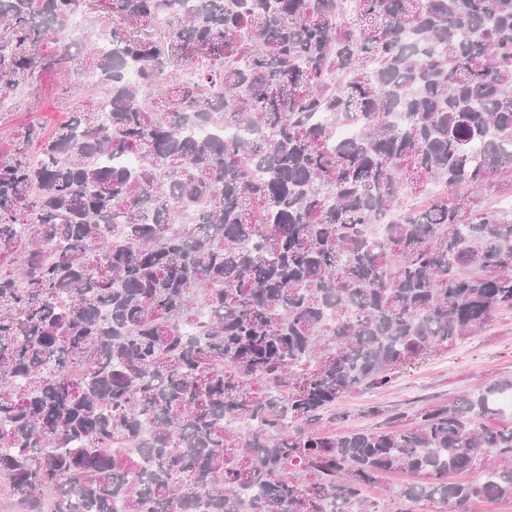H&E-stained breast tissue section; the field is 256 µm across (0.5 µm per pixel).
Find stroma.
<instances>
[{"mask_svg":"<svg viewBox=\"0 0 512 512\" xmlns=\"http://www.w3.org/2000/svg\"><path fill=\"white\" fill-rule=\"evenodd\" d=\"M19 96L34 103V112L18 109L0 122V147L12 145L11 128L37 118L46 129L64 121L67 112L57 98L54 81L41 79L24 87ZM512 377V312L497 315L479 335L470 337L452 350L424 355L403 371L388 387L364 390L337 400L318 427L332 430L345 424L372 429L393 418L411 417L424 407L471 390L477 382Z\"/></svg>","mask_w":512,"mask_h":512,"instance_id":"1","label":"stroma"}]
</instances>
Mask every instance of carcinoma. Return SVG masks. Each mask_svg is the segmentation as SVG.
Instances as JSON below:
<instances>
[{
	"label": "carcinoma",
	"instance_id": "cac0c4a2",
	"mask_svg": "<svg viewBox=\"0 0 512 512\" xmlns=\"http://www.w3.org/2000/svg\"><path fill=\"white\" fill-rule=\"evenodd\" d=\"M91 2L0 0V118L47 74L70 107L0 149L12 495L377 512L400 472L397 512L512 503V379L314 429L512 310V217L482 207L512 196V0ZM409 478L400 474H385L365 490L366 498L378 505L380 512H394L399 506L394 501V492Z\"/></svg>",
	"mask_w": 512,
	"mask_h": 512
}]
</instances>
